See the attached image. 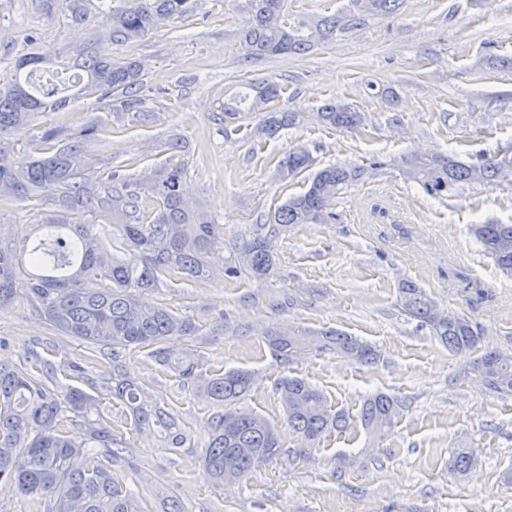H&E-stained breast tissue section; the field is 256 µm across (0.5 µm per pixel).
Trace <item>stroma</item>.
Listing matches in <instances>:
<instances>
[{
	"label": "stroma",
	"instance_id": "35a3bbf8",
	"mask_svg": "<svg viewBox=\"0 0 512 512\" xmlns=\"http://www.w3.org/2000/svg\"><path fill=\"white\" fill-rule=\"evenodd\" d=\"M241 0H197L187 19L165 22L132 43L103 40L106 53L141 63L143 113L98 103L95 96L39 115L30 134L53 127L78 135L96 125L86 144L97 178L111 173L145 182L181 165L192 201L224 226V264L243 242L270 239L274 269L265 278L182 279L143 291L189 319L193 335L171 341L203 372L255 371L244 408L276 424L280 456L234 484L213 487L199 458L208 412L177 374L143 352L127 353V374L150 401L164 405L188 435L186 447H165L149 432L112 424L126 452L113 470L135 472L146 512H163L176 495L186 512H512V398L497 397L469 377L470 352H448L398 305L409 279L449 311L469 316L485 340L512 353V279L505 278L469 231L488 219L512 222V185L463 184L444 198L407 183L396 167L408 153L455 154L474 160L487 147L512 148V0H401L394 14L369 19L303 55L243 60ZM64 0H0V76L28 53L70 65L89 43L85 25L62 19ZM256 77L281 84L274 106L302 117L298 126L265 140H227L219 110L226 93ZM338 97L363 112L362 129L321 124L317 109ZM304 144L317 166H365L363 178L337 196L330 224L266 223L288 197L302 193L304 175L282 177L278 163ZM337 328L382 352L372 367L333 354L285 364L264 339L278 328ZM51 348L59 385L80 365L103 409L115 408L107 357L59 336L32 303L0 312V359L12 364ZM285 375L307 379L334 410L356 417L365 395L383 391L405 407L389 435L370 441L361 427L334 433L297 457L275 385ZM476 448L479 463L464 480L448 474L450 449Z\"/></svg>",
	"mask_w": 512,
	"mask_h": 512
}]
</instances>
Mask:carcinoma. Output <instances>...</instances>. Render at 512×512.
Wrapping results in <instances>:
<instances>
[{
	"label": "carcinoma",
	"instance_id": "1",
	"mask_svg": "<svg viewBox=\"0 0 512 512\" xmlns=\"http://www.w3.org/2000/svg\"><path fill=\"white\" fill-rule=\"evenodd\" d=\"M113 2L68 0L65 17L85 23L92 35L89 46L76 53L87 76L80 93L95 94L100 100L115 94L124 111L139 112L140 65L102 51L100 28L108 27V38L115 45L135 42L164 21L191 15L195 0H120L116 7ZM353 3L355 11L323 17L304 31L289 24L288 0H244L243 56L300 55L365 25L370 17L392 13L399 5L398 0ZM48 62L50 58L42 54L25 55L16 63V70L27 69L25 76L16 73L0 81V197L33 200L41 216L35 227L39 237L28 250L0 234V311L24 297L36 304L59 335L105 350L112 362V399L129 417L132 429L153 431L168 447L181 448L185 431L167 410L147 400L145 389L124 372L122 356L128 350L146 349L174 369L183 385L214 409L208 417L210 441L201 459L205 478L216 486L233 483L280 454L275 424L238 407L254 387L255 375L245 370L207 375L189 354L172 356L167 341L190 335L192 325L165 306L141 304L136 292L159 288L173 275L194 281L226 273L267 277L275 263L270 242L257 235L242 247L236 265L215 263V253L224 246V225L189 200L184 168L175 166L150 184H103L91 177L83 147V141L96 132L93 126L62 139L55 130H45L30 140L23 153L15 154L12 133L68 100L67 86L33 79L40 64ZM246 86L248 92L229 95L220 107L224 138L241 133L244 105L262 113L250 137L271 138L300 122L294 112L271 108L281 92L272 79L253 78ZM318 117L339 132H352L364 121L363 113L335 98L319 107ZM314 165L308 148L288 150L278 172L291 176L309 172L307 188L267 215V223L290 226L336 220L332 211L336 195L360 181L364 169L334 164L315 170ZM400 169L406 180L440 197L461 184L512 183V150L484 151L474 162L450 155L407 154ZM48 186L56 187L57 194L44 196L42 189ZM145 193L157 199L156 214L147 223L136 216ZM100 218L111 221L120 233L123 253L113 252L101 237ZM471 232L501 273L512 278V224L488 220L472 225ZM87 282L96 287H84ZM399 305L448 350L476 352L471 370L485 391L512 396V354L489 346L479 323L440 307L410 280L399 287ZM266 336L277 355L288 362L325 352L362 366L380 359L372 345L338 330H273ZM49 370V361L37 354L20 366L0 360V485L47 501V512H146L125 478L101 463L124 451L113 433L112 418L84 389L52 388L37 376ZM276 391L288 426L302 441L300 456L327 435L351 425L348 416L332 410L321 389L302 378L283 377ZM403 408L399 398L376 393L363 400L358 420L367 435L381 438ZM69 413L78 418L72 428L64 425ZM477 463L476 449L457 448L448 458V474L463 477Z\"/></svg>",
	"mask_w": 512,
	"mask_h": 512
}]
</instances>
